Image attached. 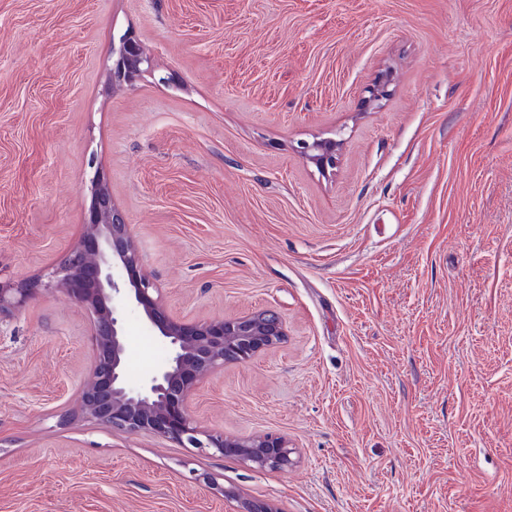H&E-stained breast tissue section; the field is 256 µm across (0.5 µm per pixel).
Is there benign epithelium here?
<instances>
[{"label":"benign epithelium","instance_id":"1","mask_svg":"<svg viewBox=\"0 0 512 512\" xmlns=\"http://www.w3.org/2000/svg\"><path fill=\"white\" fill-rule=\"evenodd\" d=\"M112 80L127 82L153 70L151 57L129 32L118 38L106 64ZM298 152L317 169L336 168L334 140L302 142ZM90 203L80 240L56 264L27 279L0 280V316L23 307L46 289L67 292L90 315L94 356L81 385L84 418L135 434L153 433L185 448H208L256 469H284L293 449L281 436L231 437L207 431L191 416L186 398L226 364L246 363L287 338L281 319L255 311L220 321L173 317L159 288L140 274V252L124 213L115 205L101 167L90 180ZM141 313L168 357L138 385L126 381L124 314Z\"/></svg>","mask_w":512,"mask_h":512}]
</instances>
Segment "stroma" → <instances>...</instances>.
I'll use <instances>...</instances> for the list:
<instances>
[{
	"label": "stroma",
	"mask_w": 512,
	"mask_h": 512,
	"mask_svg": "<svg viewBox=\"0 0 512 512\" xmlns=\"http://www.w3.org/2000/svg\"><path fill=\"white\" fill-rule=\"evenodd\" d=\"M127 31L154 70L116 88ZM93 158L176 317L284 322L189 405L293 463L81 418L91 319L55 289L0 318V512H512V0H0L1 274L78 242ZM321 172L336 168L337 144L335 140H316L311 144L301 142L297 150Z\"/></svg>",
	"instance_id": "obj_1"
}]
</instances>
